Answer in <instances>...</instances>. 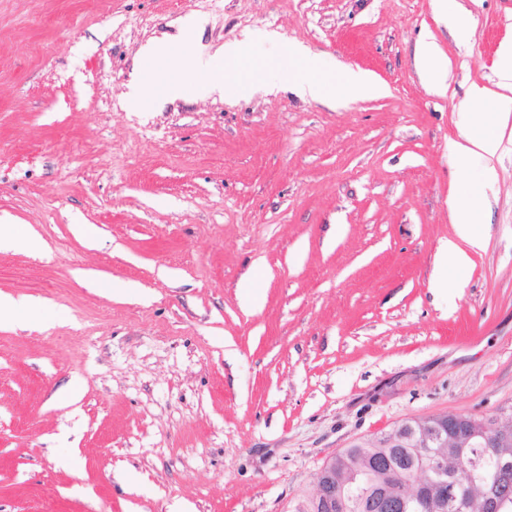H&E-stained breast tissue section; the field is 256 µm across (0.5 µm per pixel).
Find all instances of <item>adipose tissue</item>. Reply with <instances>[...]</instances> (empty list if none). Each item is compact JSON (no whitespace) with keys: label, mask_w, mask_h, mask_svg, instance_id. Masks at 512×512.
<instances>
[{"label":"adipose tissue","mask_w":512,"mask_h":512,"mask_svg":"<svg viewBox=\"0 0 512 512\" xmlns=\"http://www.w3.org/2000/svg\"><path fill=\"white\" fill-rule=\"evenodd\" d=\"M271 68L281 74L289 90L326 103L333 102L337 90L342 88L358 97L379 95L384 91L369 72L345 70L335 74L323 70L308 52L297 46L289 47L287 54L271 65L256 64L241 42L224 45L216 51L209 90L222 96L234 94L241 88L263 83ZM498 73L505 91L493 98L494 124H487L481 113H473V128L455 150L458 166H467L474 159L484 161L482 176L486 179L493 176L489 161L501 146L497 126L512 120V43L503 44L499 50ZM449 211L456 237L444 245L441 260L443 264L460 267L469 261L468 249L483 245L473 231L477 211L471 204L457 201L450 203Z\"/></svg>","instance_id":"obj_1"}]
</instances>
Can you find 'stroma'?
I'll use <instances>...</instances> for the list:
<instances>
[{"mask_svg":"<svg viewBox=\"0 0 512 512\" xmlns=\"http://www.w3.org/2000/svg\"><path fill=\"white\" fill-rule=\"evenodd\" d=\"M448 2L467 41L438 0H0V217L48 245L0 242L29 321L0 328V512H296L357 437L512 407V125L495 179L454 158L512 0ZM166 36L196 90L136 110ZM241 41L386 92L209 93ZM453 199L482 203L486 245L440 267ZM415 63L418 67H424L430 71L436 72L434 84L440 86L445 72L448 69V60L446 61L439 53L436 43L429 35L421 36L418 41L415 53ZM139 58L150 62L169 61L173 55V44L169 39H158L143 46L139 52Z\"/></svg>","mask_w":512,"mask_h":512,"instance_id":"stroma-1","label":"stroma"}]
</instances>
